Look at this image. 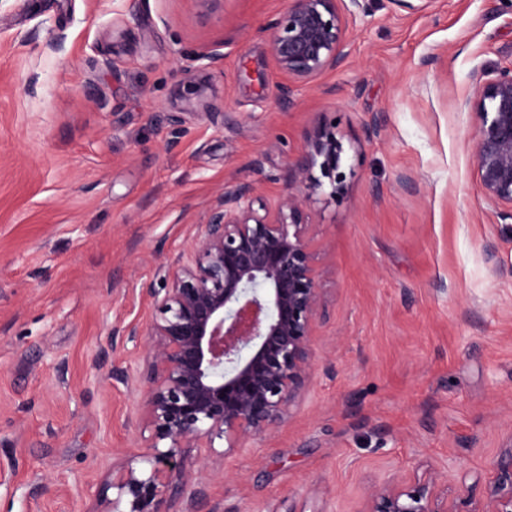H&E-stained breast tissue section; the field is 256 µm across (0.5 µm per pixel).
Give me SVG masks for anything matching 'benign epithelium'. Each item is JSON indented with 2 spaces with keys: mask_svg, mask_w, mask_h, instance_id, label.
Wrapping results in <instances>:
<instances>
[{
  "mask_svg": "<svg viewBox=\"0 0 512 512\" xmlns=\"http://www.w3.org/2000/svg\"><path fill=\"white\" fill-rule=\"evenodd\" d=\"M369 0H287L269 25L271 54L297 82L340 67L350 55L349 20ZM423 12L435 0H390ZM464 108L475 116V163L488 202L512 207V66L481 82ZM342 141L320 127L293 165L294 187L275 206L248 184L227 186L188 250L165 267L163 287L149 289L155 316L147 331L116 324L145 352L146 375L117 370L112 377L142 393L150 428L142 465L112 481L107 512H170L168 488L190 490L182 512H196L201 470L186 448L216 441L243 448L279 428L313 372L312 342L322 293L312 249L307 202L346 188ZM147 335L146 343L140 336ZM499 486L475 512H512V449L492 462ZM438 474L407 486L400 479L373 487L366 512H453L434 493Z\"/></svg>",
  "mask_w": 512,
  "mask_h": 512,
  "instance_id": "obj_1",
  "label": "benign epithelium"
}]
</instances>
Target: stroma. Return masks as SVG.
<instances>
[{"label":"stroma","instance_id":"35a3bbf8","mask_svg":"<svg viewBox=\"0 0 512 512\" xmlns=\"http://www.w3.org/2000/svg\"><path fill=\"white\" fill-rule=\"evenodd\" d=\"M286 0H0V512H106L146 452L143 370L110 346L227 184L274 205L314 131L347 189L313 196L322 311L313 372L277 433L187 449L198 512H365L440 471L494 485L512 443V239L485 199L462 109L512 64V6L375 0L345 65L289 83L266 29ZM224 57L199 58L214 46ZM292 102L281 106V86Z\"/></svg>","mask_w":512,"mask_h":512}]
</instances>
